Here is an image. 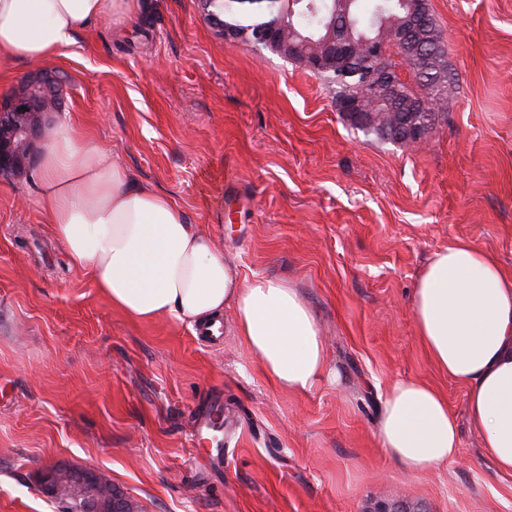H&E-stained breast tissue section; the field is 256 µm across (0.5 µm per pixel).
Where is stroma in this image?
Returning <instances> with one entry per match:
<instances>
[{
    "mask_svg": "<svg viewBox=\"0 0 512 512\" xmlns=\"http://www.w3.org/2000/svg\"><path fill=\"white\" fill-rule=\"evenodd\" d=\"M450 102L422 143L366 135L335 88L258 46L228 43L201 0H139L93 22L44 68L67 123L169 195L241 279L280 278L319 318L338 381L277 389L231 325L222 340L131 320L71 265L45 224L37 167L0 175V512H59L46 464L103 471L138 512H512L467 421L464 389L431 364L412 293L459 241L512 272V0H430ZM237 212L214 223V199ZM436 385L458 457L404 472L380 448L387 387ZM224 406V451L191 442Z\"/></svg>",
    "mask_w": 512,
    "mask_h": 512,
    "instance_id": "1",
    "label": "stroma"
}]
</instances>
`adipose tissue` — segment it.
Wrapping results in <instances>:
<instances>
[{"label":"adipose tissue","mask_w":512,"mask_h":512,"mask_svg":"<svg viewBox=\"0 0 512 512\" xmlns=\"http://www.w3.org/2000/svg\"><path fill=\"white\" fill-rule=\"evenodd\" d=\"M135 7V0H0V71L20 60L51 63L91 23ZM39 196L72 263L130 319L170 317L214 334L229 306L237 336L279 389L307 393L326 377L317 317L296 288L282 279H240L171 197L132 180L111 152L69 125L56 126L43 146ZM412 308L434 366L466 392L484 456L512 473V273L490 252L457 242L431 256ZM376 434L411 473L459 454L447 399L416 379L389 388Z\"/></svg>","instance_id":"adipose-tissue-1"}]
</instances>
